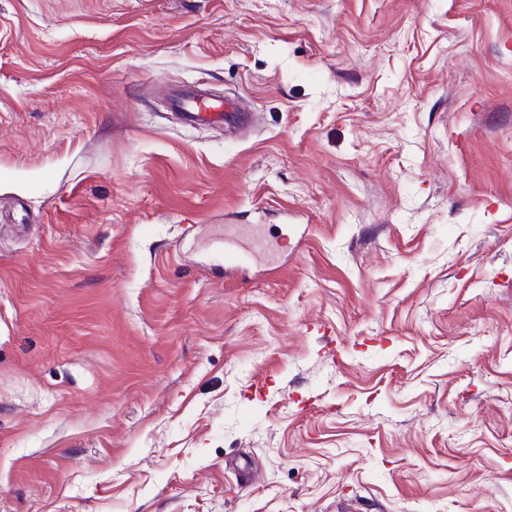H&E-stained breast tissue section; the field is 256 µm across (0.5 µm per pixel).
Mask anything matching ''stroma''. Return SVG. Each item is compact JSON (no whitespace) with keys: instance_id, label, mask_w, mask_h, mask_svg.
<instances>
[{"instance_id":"stroma-1","label":"stroma","mask_w":512,"mask_h":512,"mask_svg":"<svg viewBox=\"0 0 512 512\" xmlns=\"http://www.w3.org/2000/svg\"><path fill=\"white\" fill-rule=\"evenodd\" d=\"M346 504L512 512V0H0V512ZM176 108L197 118L200 123L225 124L227 126L241 127L249 120V114L230 99H224V105L209 106L207 112H200L193 99L180 98L174 102Z\"/></svg>"}]
</instances>
